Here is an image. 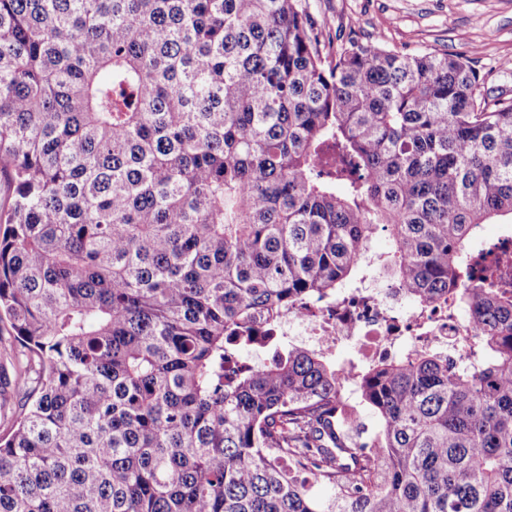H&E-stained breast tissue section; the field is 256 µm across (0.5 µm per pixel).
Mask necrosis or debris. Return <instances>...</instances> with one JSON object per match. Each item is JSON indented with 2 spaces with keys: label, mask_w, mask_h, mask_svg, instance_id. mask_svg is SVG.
I'll return each instance as SVG.
<instances>
[{
  "label": "necrosis or debris",
  "mask_w": 512,
  "mask_h": 512,
  "mask_svg": "<svg viewBox=\"0 0 512 512\" xmlns=\"http://www.w3.org/2000/svg\"><path fill=\"white\" fill-rule=\"evenodd\" d=\"M468 316L433 307L422 312L409 304L395 285H366L336 297L307 302L284 311L276 335L293 336L312 349L335 356L343 344L361 346L369 359L409 357L419 349L459 350Z\"/></svg>",
  "instance_id": "necrosis-or-debris-1"
}]
</instances>
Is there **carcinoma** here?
<instances>
[{"label": "carcinoma", "instance_id": "1", "mask_svg": "<svg viewBox=\"0 0 512 512\" xmlns=\"http://www.w3.org/2000/svg\"><path fill=\"white\" fill-rule=\"evenodd\" d=\"M0 512H512V97L302 0H0ZM386 258L370 254L378 229ZM382 266L463 353L234 355ZM510 254H512V227L508 232L499 235L496 241H483L478 247L473 259L475 275L480 276L486 265L501 262Z\"/></svg>", "mask_w": 512, "mask_h": 512}]
</instances>
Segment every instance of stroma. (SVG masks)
<instances>
[{
	"label": "stroma",
	"instance_id": "1",
	"mask_svg": "<svg viewBox=\"0 0 512 512\" xmlns=\"http://www.w3.org/2000/svg\"><path fill=\"white\" fill-rule=\"evenodd\" d=\"M312 19L334 33L397 50L471 51L493 93L512 97V0H303Z\"/></svg>",
	"mask_w": 512,
	"mask_h": 512
}]
</instances>
